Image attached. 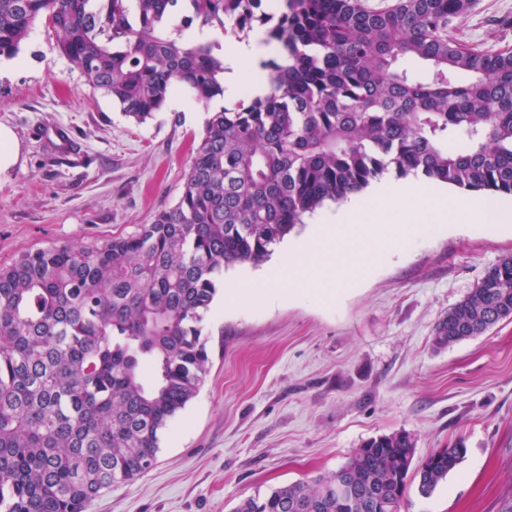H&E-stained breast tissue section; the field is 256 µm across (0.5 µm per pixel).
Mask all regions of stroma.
Listing matches in <instances>:
<instances>
[{"instance_id":"obj_1","label":"stroma","mask_w":512,"mask_h":512,"mask_svg":"<svg viewBox=\"0 0 512 512\" xmlns=\"http://www.w3.org/2000/svg\"><path fill=\"white\" fill-rule=\"evenodd\" d=\"M482 47H512V0H476L454 24ZM21 68L0 74V124L17 166L0 173V266L50 245L135 232L173 206L207 110L185 90L138 124L61 55L38 25ZM358 282H316L267 307L203 321L209 371L162 432L156 465L114 484L92 512H233L251 496L338 470L370 439L405 432L416 459L463 444L428 496L410 481L402 512H501L512 502V320L433 349L437 322L512 254V223L460 231L421 224L387 256L351 239Z\"/></svg>"}]
</instances>
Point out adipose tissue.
<instances>
[{
    "instance_id": "obj_1",
    "label": "adipose tissue",
    "mask_w": 512,
    "mask_h": 512,
    "mask_svg": "<svg viewBox=\"0 0 512 512\" xmlns=\"http://www.w3.org/2000/svg\"><path fill=\"white\" fill-rule=\"evenodd\" d=\"M272 51L260 30L245 42L224 40V103H236L245 89L254 94L267 92L268 72L263 63Z\"/></svg>"
}]
</instances>
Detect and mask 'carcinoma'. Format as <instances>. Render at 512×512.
Instances as JSON below:
<instances>
[{"instance_id": "cac0c4a2", "label": "carcinoma", "mask_w": 512, "mask_h": 512, "mask_svg": "<svg viewBox=\"0 0 512 512\" xmlns=\"http://www.w3.org/2000/svg\"><path fill=\"white\" fill-rule=\"evenodd\" d=\"M0 0V57L42 22L95 90L142 123L177 89L224 94L216 42L255 27L286 54L269 92L206 112L175 205L131 235L51 245L0 266V512H91L155 462L159 434L209 369L201 324L224 269L258 265L304 219L390 169L512 195V48L471 47L454 21L475 0ZM418 61L417 76L406 63ZM512 318V255L434 329L451 347ZM410 467L409 435L367 441L334 474L243 500L234 512H401L409 476L431 494L462 461ZM351 494L338 498L336 481Z\"/></svg>"}]
</instances>
